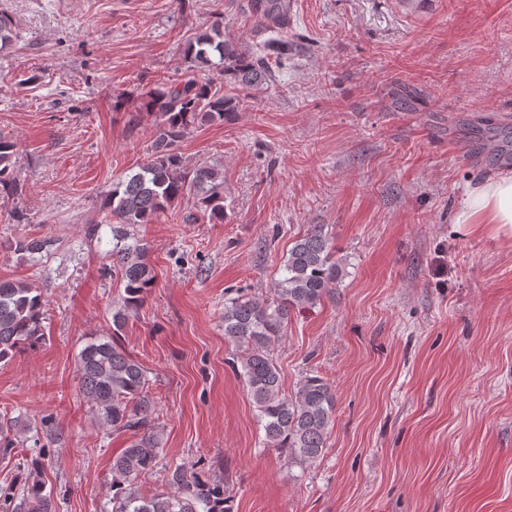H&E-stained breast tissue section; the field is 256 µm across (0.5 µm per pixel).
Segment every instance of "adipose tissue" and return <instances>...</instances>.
<instances>
[{
    "label": "adipose tissue",
    "mask_w": 512,
    "mask_h": 512,
    "mask_svg": "<svg viewBox=\"0 0 512 512\" xmlns=\"http://www.w3.org/2000/svg\"><path fill=\"white\" fill-rule=\"evenodd\" d=\"M457 222L468 232L512 236V176L490 180L463 201Z\"/></svg>",
    "instance_id": "1"
}]
</instances>
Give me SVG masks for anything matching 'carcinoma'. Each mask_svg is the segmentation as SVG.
Here are the masks:
<instances>
[{
    "mask_svg": "<svg viewBox=\"0 0 512 512\" xmlns=\"http://www.w3.org/2000/svg\"><path fill=\"white\" fill-rule=\"evenodd\" d=\"M243 11L262 16L272 37L257 51L224 37L222 14L189 41L187 56L217 74L207 82L187 75L160 79L140 94V109L156 114V138L150 160L125 175L105 195L103 209L112 227V267L124 285L122 303L112 314L113 334L94 336L80 351L77 369L83 394L93 403L102 425L136 430L153 413L149 379L142 365L118 342L129 314L143 303L155 280L147 262V247L127 227L149 224L184 198L212 221H224V172L217 166L184 165L177 143L195 125L222 124L238 112L241 96L273 78L271 64L288 58V0H245ZM16 143L0 132V201L22 192L15 171ZM40 239L15 242L21 256L46 250ZM270 296L241 294L224 301V336L241 348L233 368H241L264 440L271 448H286L295 462L319 460L336 413L330 383L309 374L290 395L282 392L274 346L293 312L314 309L335 297L346 272L335 258V246L321 224H311L297 236ZM44 301L30 283L0 281V362L25 346L45 339ZM161 440L150 431L135 439L112 461V512H233L231 495L219 480L176 468L167 475L170 491L144 498L132 482L158 464ZM5 512H54L43 482L26 476L17 490L0 491Z\"/></svg>",
    "mask_w": 512,
    "mask_h": 512,
    "instance_id": "obj_1",
    "label": "carcinoma"
}]
</instances>
